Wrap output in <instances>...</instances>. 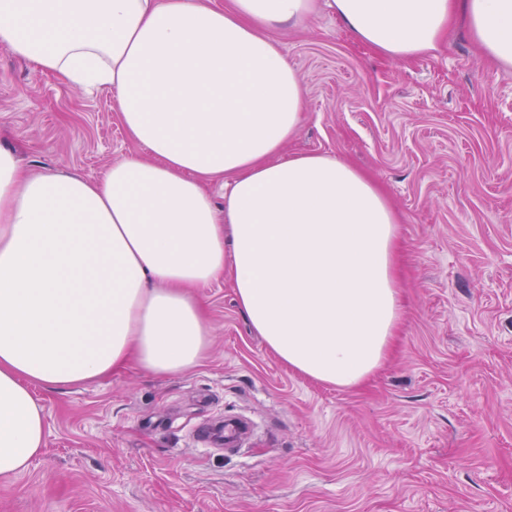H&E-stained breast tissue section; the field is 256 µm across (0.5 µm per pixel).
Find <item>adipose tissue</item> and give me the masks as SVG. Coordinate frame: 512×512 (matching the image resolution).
<instances>
[{
  "label": "adipose tissue",
  "mask_w": 512,
  "mask_h": 512,
  "mask_svg": "<svg viewBox=\"0 0 512 512\" xmlns=\"http://www.w3.org/2000/svg\"><path fill=\"white\" fill-rule=\"evenodd\" d=\"M361 44L404 61L435 51L461 10L512 67V0H330ZM314 0H0V45L70 88L115 91L141 154L101 176L30 174L0 149V476L46 445L36 388L136 365L200 363L208 326L192 289L232 268L268 350L353 388L385 361L402 315L399 220L364 173L285 155L304 89L265 33ZM223 182L216 204L207 183Z\"/></svg>",
  "instance_id": "ef3b65f1"
}]
</instances>
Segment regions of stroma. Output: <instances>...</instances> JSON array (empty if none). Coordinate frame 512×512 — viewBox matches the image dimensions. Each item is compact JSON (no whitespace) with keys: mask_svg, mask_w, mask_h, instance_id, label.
Returning <instances> with one entry per match:
<instances>
[{"mask_svg":"<svg viewBox=\"0 0 512 512\" xmlns=\"http://www.w3.org/2000/svg\"><path fill=\"white\" fill-rule=\"evenodd\" d=\"M305 88L284 152L348 161L399 217L403 319L392 357L339 388L280 362L250 328L233 272L195 289L205 358L38 390L46 447L0 476V512H512V68L463 19L399 62L319 7L267 28ZM0 47V146L36 172L98 177L138 153L113 108ZM247 416L240 450L197 427Z\"/></svg>","mask_w":512,"mask_h":512,"instance_id":"stroma-1","label":"stroma"}]
</instances>
